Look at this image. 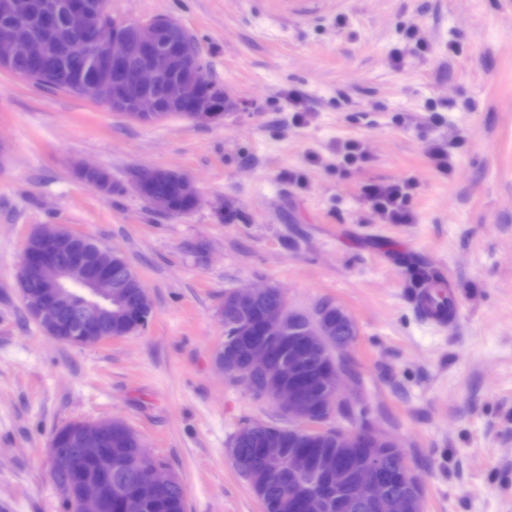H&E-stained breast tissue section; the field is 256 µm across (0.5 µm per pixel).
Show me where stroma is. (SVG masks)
<instances>
[{
	"label": "stroma",
	"mask_w": 512,
	"mask_h": 512,
	"mask_svg": "<svg viewBox=\"0 0 512 512\" xmlns=\"http://www.w3.org/2000/svg\"><path fill=\"white\" fill-rule=\"evenodd\" d=\"M169 16L234 102L223 120L154 124L0 71V512H60L50 434L118 419L180 477L187 512H261L232 439L282 422L217 372V309L272 284L290 308L342 306L357 334L341 392L393 437L424 512H512V0H108ZM107 170L104 195L73 169ZM140 166L188 173L199 204L153 210ZM407 186L387 224L370 185ZM39 224L119 252L153 306L149 327L76 347L43 333L17 280ZM449 278L447 328L414 301L415 271Z\"/></svg>",
	"instance_id": "1"
}]
</instances>
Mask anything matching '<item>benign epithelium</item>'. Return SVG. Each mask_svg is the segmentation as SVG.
<instances>
[{"label": "benign epithelium", "instance_id": "benign-epithelium-1", "mask_svg": "<svg viewBox=\"0 0 512 512\" xmlns=\"http://www.w3.org/2000/svg\"><path fill=\"white\" fill-rule=\"evenodd\" d=\"M107 2L98 3L89 11L81 0L71 3L69 25L85 32V42L71 46L70 53L88 61L80 75L68 80L67 88L92 102L108 101L112 109L139 122L148 117L159 119L161 101L173 103L191 113L193 122L201 125L216 123L233 103L224 95H202L209 79L196 43L171 41L165 37L168 27L180 23L169 17L147 21H122L114 24L102 21ZM0 16L14 21L13 30L0 36V69L9 70L18 59L28 64L24 75L42 82L57 68L59 52L43 33L35 31L27 19L22 0H0ZM167 173L159 167L138 168L131 173L137 194L154 210L173 213L168 202L152 194L153 184ZM30 238L36 245L23 246L18 271L19 288L27 311L44 333L75 346H91L112 339V298H121L112 284V260L116 253L89 244L81 233L62 224H41ZM36 282L40 292L26 293L30 282ZM269 286L234 288L229 291L228 306L243 309L264 295ZM295 311L277 306L266 314L271 330L279 331L276 342L259 332L247 337L244 354L225 351L215 357L217 368L229 376L242 378L249 392L252 375L264 377L259 398L274 402L288 417V424L299 425L312 411L329 417L338 413L337 390L340 367L335 362V349L343 340L336 338V347L326 340L327 331L317 320L303 335L288 338ZM328 362L320 388L310 387L304 374L310 356ZM114 420L72 421L55 429L48 443V465L51 481L60 496L69 501L73 512H112V483L103 478L112 475L119 454L110 449ZM336 442L342 448L353 449L352 455L372 445H387L394 449L402 465V473L414 487L413 478L404 457L395 451L396 444L383 433L371 428L353 431L336 430ZM153 459L144 448L126 459L142 473L145 482L158 491L166 490L178 475L164 466L145 468ZM288 465L298 473L331 474L336 483L350 486L353 501L371 500L377 512H415L414 497L394 498L372 464V457L349 469L331 455L306 460L295 457Z\"/></svg>", "mask_w": 512, "mask_h": 512}]
</instances>
